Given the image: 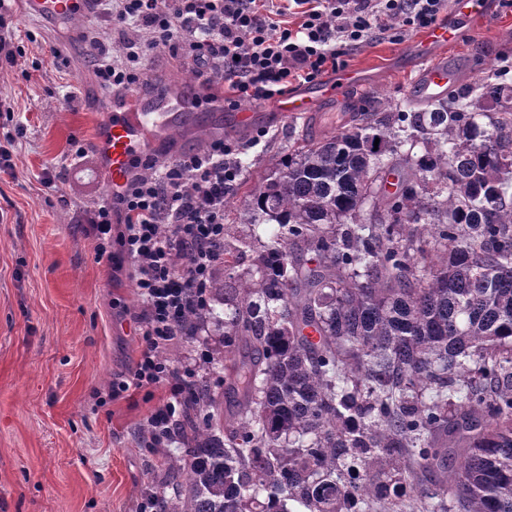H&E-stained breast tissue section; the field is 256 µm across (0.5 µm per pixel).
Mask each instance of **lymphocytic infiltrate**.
<instances>
[{"label": "lymphocytic infiltrate", "mask_w": 512, "mask_h": 512, "mask_svg": "<svg viewBox=\"0 0 512 512\" xmlns=\"http://www.w3.org/2000/svg\"><path fill=\"white\" fill-rule=\"evenodd\" d=\"M447 0H105L118 35V55L98 42L95 75L107 93H127L140 80L148 49L165 47L206 88L227 85L228 107L269 101L336 71L346 50L378 37L403 40L438 22ZM239 148L221 138L198 153L159 163L147 159L125 192L88 213L87 233L99 255L120 246L131 260L141 339L130 379L114 381L113 395L130 387L163 386L169 398L149 416L148 448L173 444L180 429L179 399L201 367L202 351L181 368L160 353L183 340V319L209 307V285L224 262V196L241 174Z\"/></svg>", "instance_id": "1"}]
</instances>
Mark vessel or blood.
<instances>
[{"label":"vessel or blood","instance_id":"b4317fda","mask_svg":"<svg viewBox=\"0 0 512 512\" xmlns=\"http://www.w3.org/2000/svg\"><path fill=\"white\" fill-rule=\"evenodd\" d=\"M23 3L25 17L76 22L94 18L97 0H23ZM490 18L488 0H451L447 20L420 34L414 46L423 64L418 79L419 96L435 95L453 84V70L446 64L434 62V55L457 42L466 28L479 26ZM363 81L362 72L347 70L334 81L284 93L275 103L276 116L280 119L312 118L322 102L344 103L349 91ZM136 100V93H129L124 101L114 103L111 111L104 113L98 122L94 147L105 161L109 188L114 193L126 186L135 159L165 152L182 153L185 146L177 138V130L187 127L206 130L220 119L225 130L242 131L266 118L265 113L256 109L224 112V102L220 99L201 104L195 98L174 94L157 99L147 108L137 105Z\"/></svg>","mask_w":512,"mask_h":512}]
</instances>
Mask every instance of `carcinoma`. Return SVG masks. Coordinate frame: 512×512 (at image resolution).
<instances>
[{
    "instance_id": "1",
    "label": "carcinoma",
    "mask_w": 512,
    "mask_h": 512,
    "mask_svg": "<svg viewBox=\"0 0 512 512\" xmlns=\"http://www.w3.org/2000/svg\"><path fill=\"white\" fill-rule=\"evenodd\" d=\"M235 223L250 235L224 240L209 309L184 321L224 336L233 412L190 384L172 489L145 495L162 512H512V86L341 112L273 156Z\"/></svg>"
}]
</instances>
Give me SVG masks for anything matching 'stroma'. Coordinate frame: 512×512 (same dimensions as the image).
<instances>
[{
	"instance_id": "obj_1",
	"label": "stroma",
	"mask_w": 512,
	"mask_h": 512,
	"mask_svg": "<svg viewBox=\"0 0 512 512\" xmlns=\"http://www.w3.org/2000/svg\"><path fill=\"white\" fill-rule=\"evenodd\" d=\"M492 11L493 23L467 30L439 55L465 83L489 76L512 85V6L494 0ZM0 16L25 52L17 65L0 62V100L14 109L0 112V146L6 133L23 131L6 144L12 171L0 173V512H136L142 490L168 480L162 455L142 443L167 392L133 387L109 395L141 350L135 280L98 258L82 225L108 200L105 167L92 148L112 97L93 72L82 38L88 23L44 24L22 17L15 2ZM415 39H376L347 51L346 67L367 76L355 93L360 109L414 105ZM53 46L58 56L50 55ZM144 68L143 101H154L165 82L197 86L168 49L152 50ZM309 132L297 121L270 127L257 144L236 136L248 170L224 198L225 223L268 173L273 154ZM75 139L87 152L80 161L70 155ZM47 170L51 188L42 183Z\"/></svg>"
}]
</instances>
